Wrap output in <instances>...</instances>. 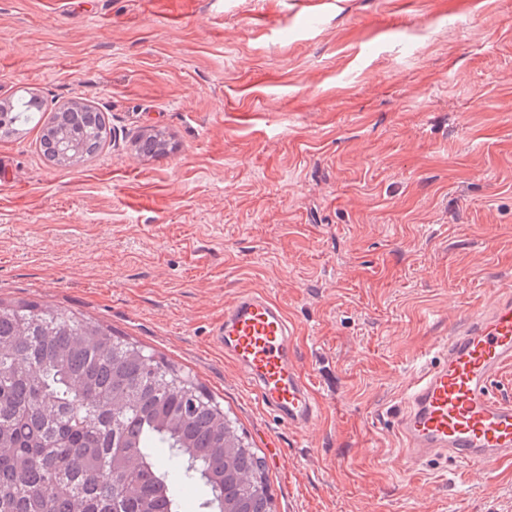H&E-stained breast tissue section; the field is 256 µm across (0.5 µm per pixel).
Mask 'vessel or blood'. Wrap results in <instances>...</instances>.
<instances>
[{
	"mask_svg": "<svg viewBox=\"0 0 512 512\" xmlns=\"http://www.w3.org/2000/svg\"><path fill=\"white\" fill-rule=\"evenodd\" d=\"M294 329L265 293L244 290L224 308L212 340L250 378L262 407L296 430L320 414L293 363ZM444 355L423 366L403 394L397 432L410 462L449 458L484 469L512 464V401L495 394L512 366V292L502 290L449 333Z\"/></svg>",
	"mask_w": 512,
	"mask_h": 512,
	"instance_id": "1",
	"label": "vessel or blood"
}]
</instances>
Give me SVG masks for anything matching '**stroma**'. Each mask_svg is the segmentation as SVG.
<instances>
[{
  "mask_svg": "<svg viewBox=\"0 0 512 512\" xmlns=\"http://www.w3.org/2000/svg\"><path fill=\"white\" fill-rule=\"evenodd\" d=\"M23 91L110 134L66 168L0 137V301L189 371L275 512H512V467L406 464L395 427L423 355L512 290V0H0V100ZM244 289L296 329L305 431L212 343Z\"/></svg>",
  "mask_w": 512,
  "mask_h": 512,
  "instance_id": "35a3bbf8",
  "label": "stroma"
}]
</instances>
